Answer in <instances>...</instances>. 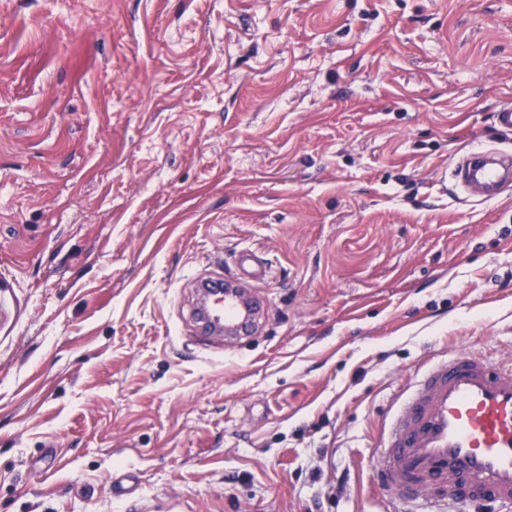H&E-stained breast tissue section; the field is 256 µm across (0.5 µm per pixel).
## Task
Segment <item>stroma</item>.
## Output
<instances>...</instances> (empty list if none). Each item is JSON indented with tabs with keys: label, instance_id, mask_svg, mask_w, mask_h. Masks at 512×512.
Wrapping results in <instances>:
<instances>
[{
	"label": "stroma",
	"instance_id": "stroma-1",
	"mask_svg": "<svg viewBox=\"0 0 512 512\" xmlns=\"http://www.w3.org/2000/svg\"><path fill=\"white\" fill-rule=\"evenodd\" d=\"M508 103L512 0H0V512H392L395 399L512 368V186L441 178ZM224 283L232 285L229 281L222 279L205 281L201 284L200 288H206L208 302L201 314L198 313L199 322L206 331H214L213 328L219 329L213 324L216 321L230 323L234 325L236 331L248 335L257 305L248 301L250 312L246 314L238 298L224 294Z\"/></svg>",
	"mask_w": 512,
	"mask_h": 512
}]
</instances>
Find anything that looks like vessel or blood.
Returning a JSON list of instances; mask_svg holds the SVG:
<instances>
[{"instance_id":"vessel-or-blood-1","label":"vessel or blood","mask_w":512,"mask_h":512,"mask_svg":"<svg viewBox=\"0 0 512 512\" xmlns=\"http://www.w3.org/2000/svg\"><path fill=\"white\" fill-rule=\"evenodd\" d=\"M460 186L481 185L487 198L512 181V153L470 150L458 166ZM223 280L205 284L208 301L198 316L249 333L252 314L225 294ZM374 472L399 503L462 498L486 508L512 507V369L501 371L469 354L425 370L393 415Z\"/></svg>"}]
</instances>
